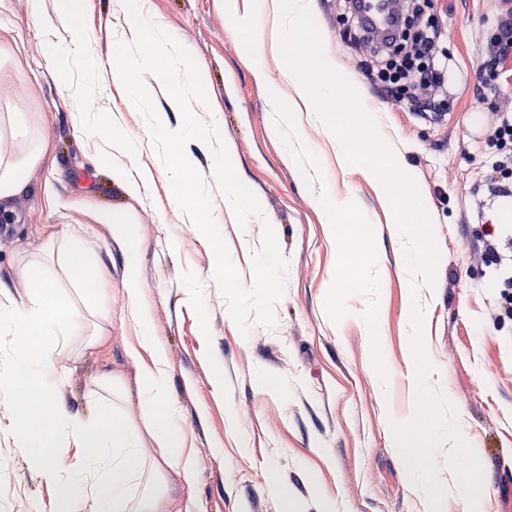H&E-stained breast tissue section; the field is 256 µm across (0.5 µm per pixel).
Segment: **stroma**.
Segmentation results:
<instances>
[{"label": "stroma", "mask_w": 512, "mask_h": 512, "mask_svg": "<svg viewBox=\"0 0 512 512\" xmlns=\"http://www.w3.org/2000/svg\"><path fill=\"white\" fill-rule=\"evenodd\" d=\"M31 2L0 0V45L13 74L0 84V101H13L46 138L42 160L26 169L25 191L10 202L11 222L0 223V300L28 296L23 270L33 263L50 270L57 289L72 292L60 251L65 237L81 240L100 292L84 335L54 359L65 372L56 396L63 408L93 418L104 393L98 380L108 376L116 412L141 421L143 362L132 355L139 331L125 294L133 277L150 313L149 332L167 350V396L180 409L198 462L190 484L178 467L162 468L178 506L315 512L325 493L335 512H429L389 425L415 411L417 303L433 366L429 382L463 416L461 435L481 463L489 512H512V321L490 317L500 293L512 290V270L471 260L488 224L497 227L500 252L512 253V199L494 195L485 180L497 161L512 156V144L489 138L495 113L512 108V50L494 75L483 66L498 22L508 17L500 0H431L448 57L438 122L374 90L366 75L375 62L372 46L350 39L344 0H307L314 57L302 40L294 42L291 59L306 74L314 73L320 53L352 74L355 95L375 112L381 141L413 179L441 253L431 286L410 278L384 186L365 167L337 162L333 135L321 121L303 122L296 144L274 134L270 92L288 103L295 90L281 79L283 60L268 59L261 77L246 61L244 43L255 34L239 28L232 11L250 0H146L149 15L190 48L210 100L193 112L217 122L237 176L261 204L262 216L238 225L218 190L210 148L187 143L185 155L212 195L242 285L254 282L251 257L264 224L272 225L288 260L275 325L253 322L245 333L213 280L208 242L173 198L144 118L112 81L113 49L128 29L115 0H80L75 17L62 0H39L36 13ZM46 25L65 40L81 32L91 38L95 56L76 66L74 77L103 85L96 109L113 130L143 140L133 166L153 179L139 193L113 172L123 156L92 163L100 140L81 128L59 67L42 51ZM309 152L325 157V183L315 180ZM323 193L345 204L336 217L343 232H330L318 204ZM110 215L130 224L131 236L116 234ZM265 379L279 390H263ZM55 497L17 446L12 407L0 404V512H50Z\"/></svg>", "instance_id": "obj_1"}]
</instances>
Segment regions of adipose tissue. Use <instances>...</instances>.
I'll use <instances>...</instances> for the list:
<instances>
[{
    "instance_id": "obj_1",
    "label": "adipose tissue",
    "mask_w": 512,
    "mask_h": 512,
    "mask_svg": "<svg viewBox=\"0 0 512 512\" xmlns=\"http://www.w3.org/2000/svg\"><path fill=\"white\" fill-rule=\"evenodd\" d=\"M306 17L304 0H255L252 10L245 14L246 25L251 29L263 25L269 31L268 42L250 41L245 45L256 75L265 73V55L286 60L292 50L290 36ZM282 75L294 87L296 97L287 105L279 94H272L276 128L298 132L306 112L367 109L349 93L351 75L338 71L327 59L319 61L317 81H305L287 61ZM8 126L12 135L21 138L23 152L0 153L2 206L23 190L25 168L36 163L44 149L42 132L32 129L23 113H9ZM26 276L33 287L27 299L0 301V329L12 336L15 345L12 376L0 383V401L10 404L23 424L17 437L27 461L59 494L54 512H162L158 482H151L139 498L130 495V482L141 467L145 441H152L164 458L177 464L186 482L194 481L197 461L185 445L179 408L166 396L167 354L148 334L149 312L142 289L134 281L126 288L131 318L141 332L139 345L148 354L142 372V421L131 425L107 404L95 424L89 425L56 405V389L63 373L53 364L54 355L66 349L84 327L86 311L68 295L56 291L42 266L28 267ZM45 420L53 430L66 434L68 447L42 435L39 425Z\"/></svg>"
}]
</instances>
